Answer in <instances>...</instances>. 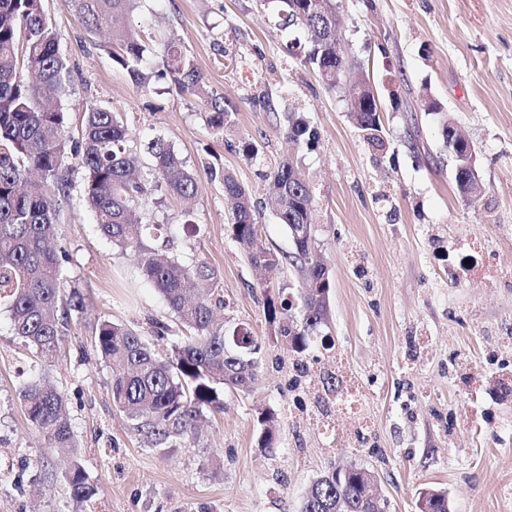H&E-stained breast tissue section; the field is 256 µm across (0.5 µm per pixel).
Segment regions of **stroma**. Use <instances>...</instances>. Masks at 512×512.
<instances>
[{"mask_svg": "<svg viewBox=\"0 0 512 512\" xmlns=\"http://www.w3.org/2000/svg\"><path fill=\"white\" fill-rule=\"evenodd\" d=\"M338 36L374 85L384 151L362 140L344 92L288 52L263 0H143L127 25L148 42L180 38L210 94L237 107L223 136L204 121V99L169 77L145 89L92 42L64 0H43L60 52L74 73L61 101L72 134L87 106L120 113L141 165L145 139L162 135L197 177L192 200L155 193L144 222L168 224L171 255L202 259L219 275L218 321L242 323L263 342L249 391H228L204 412L195 435L148 447L112 403V368L95 346L99 320L152 335L183 328L137 272L133 253L102 238L80 192L85 172L69 159L74 186L60 205L59 244L86 310L44 373L63 393L77 453L47 447L17 397L38 360L0 314V512H299L312 482L337 467L377 479L388 512H418L423 489L444 491L451 512H512V0H336ZM274 110L252 103L255 95ZM295 107L320 132L304 166L314 193L316 245L331 267L332 347L297 377V356L271 339L268 287L298 289L300 268L266 272L231 237L224 175L257 205L260 238L294 249L267 194L266 176L285 155L278 107ZM451 117L474 144L476 198L456 190L454 160L440 136ZM255 140L261 157L237 151ZM493 250L484 278H464L466 244ZM336 376L358 394L354 412L335 411L332 434L318 418L322 381ZM277 418L272 451L258 448V409ZM79 463L99 492L75 502L66 474Z\"/></svg>", "mask_w": 512, "mask_h": 512, "instance_id": "1", "label": "stroma"}]
</instances>
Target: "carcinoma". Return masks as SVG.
<instances>
[{
  "mask_svg": "<svg viewBox=\"0 0 512 512\" xmlns=\"http://www.w3.org/2000/svg\"><path fill=\"white\" fill-rule=\"evenodd\" d=\"M87 24L90 36L105 29L111 40L102 44L113 65L125 71L142 88L149 44L141 31L124 23L137 0H67ZM277 28L304 39H291L300 48V61L316 71L347 69L355 65L344 52H336V14L310 8L308 0H264ZM161 57L179 93L203 92L202 75L179 43L161 46ZM72 71L59 52L51 20L42 0H0V310L13 335L33 347L45 362L60 350L71 320L84 312L80 294L64 295L67 275L59 259L56 233V197L68 193L66 155L74 156L85 170L83 199L92 211L101 237L121 251L137 255L139 274L161 295L170 312L194 331L172 343L163 354L134 327L102 320L96 345L102 360L112 365V402L132 422L151 448H170L194 433L203 410L224 409V389L247 391L259 366L262 346L244 325L231 328L213 322L214 309L223 305L217 293L216 269L206 262H184L164 257L151 245L161 225L146 224L137 211L150 182L178 199L196 193V178L185 171L174 147L156 136L146 143L151 172L134 162L127 128L118 113L104 107L87 108L79 137H71L61 106L48 102L67 92ZM206 122L215 135L234 122L235 111L222 96L207 99ZM363 139L382 150L385 141L379 112L370 107L354 110ZM280 132L294 150L282 157L268 175V193L276 202L279 223L291 228L312 223L310 186L294 179L303 173L302 153L319 139L318 129L303 115L286 112ZM442 142L455 159L458 193L470 192V172L465 165L471 151L457 137L450 119L443 120ZM224 194L234 201L230 215L232 238L252 264L277 271L287 263L306 262L314 241L304 240L300 252L278 254L260 244L252 193L233 175L224 174ZM323 272L306 267L303 288L293 299L284 289L267 296L265 314L276 340L292 345L306 357L315 339L326 340L324 309L303 303L302 294ZM18 397L30 424L50 448H75L74 435L64 414L65 400L44 377L31 375L18 388ZM258 446L274 447V415L261 411ZM74 500L83 502L98 493L79 465L67 474ZM365 489L356 476L315 480L300 512H329L343 500L348 512H358ZM427 512H448V497L438 490L421 492Z\"/></svg>",
  "mask_w": 512,
  "mask_h": 512,
  "instance_id": "1",
  "label": "carcinoma"
}]
</instances>
